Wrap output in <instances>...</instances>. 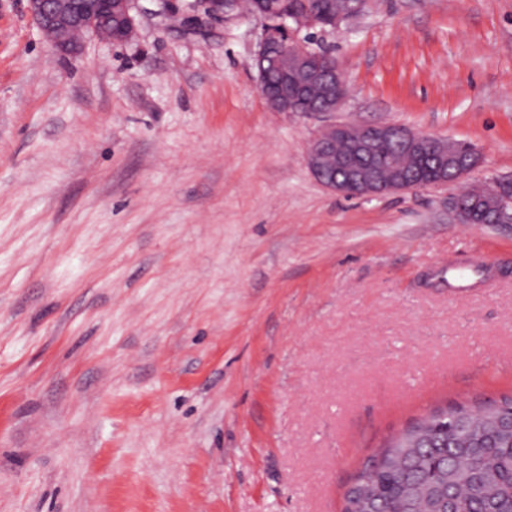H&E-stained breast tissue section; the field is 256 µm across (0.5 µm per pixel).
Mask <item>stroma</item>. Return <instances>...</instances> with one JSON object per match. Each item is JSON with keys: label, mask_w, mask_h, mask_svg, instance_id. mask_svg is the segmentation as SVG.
I'll return each mask as SVG.
<instances>
[{"label": "stroma", "mask_w": 512, "mask_h": 512, "mask_svg": "<svg viewBox=\"0 0 512 512\" xmlns=\"http://www.w3.org/2000/svg\"><path fill=\"white\" fill-rule=\"evenodd\" d=\"M261 32L64 58L0 0V512H340L414 418L512 393V224L451 208L512 178V0H371L319 39L331 114L268 108ZM334 122L481 166L348 198L305 160Z\"/></svg>", "instance_id": "stroma-1"}]
</instances>
